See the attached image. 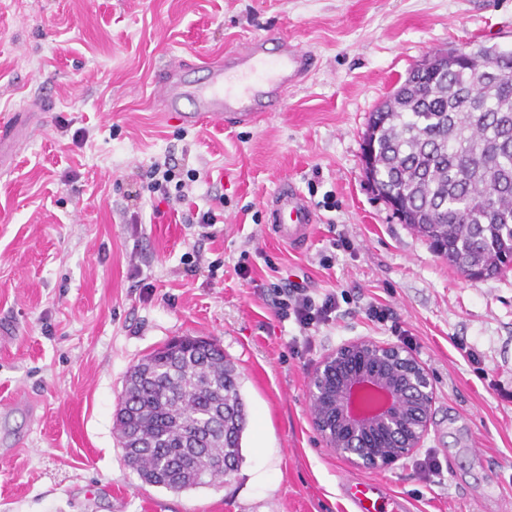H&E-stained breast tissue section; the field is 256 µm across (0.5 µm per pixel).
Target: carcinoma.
I'll list each match as a JSON object with an SVG mask.
<instances>
[{
    "instance_id": "obj_1",
    "label": "carcinoma",
    "mask_w": 512,
    "mask_h": 512,
    "mask_svg": "<svg viewBox=\"0 0 512 512\" xmlns=\"http://www.w3.org/2000/svg\"><path fill=\"white\" fill-rule=\"evenodd\" d=\"M456 68L413 69L372 113L373 181L396 215L461 272L512 266V51L477 44ZM246 404L216 343L184 337L126 377L116 421L127 464L175 493L210 486L242 460Z\"/></svg>"
}]
</instances>
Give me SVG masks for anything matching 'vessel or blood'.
Masks as SVG:
<instances>
[{"label": "vessel or blood", "mask_w": 512, "mask_h": 512, "mask_svg": "<svg viewBox=\"0 0 512 512\" xmlns=\"http://www.w3.org/2000/svg\"><path fill=\"white\" fill-rule=\"evenodd\" d=\"M313 66V56L288 39H255L241 49L204 62L206 82L189 87L187 66L177 63L156 78L158 101L164 112L175 113L188 126L202 123L224 126L256 124L273 99L302 85ZM316 215L302 193L281 184L270 202L274 237L293 247L309 240ZM379 483L355 485L351 500L357 512H378Z\"/></svg>", "instance_id": "obj_1"}]
</instances>
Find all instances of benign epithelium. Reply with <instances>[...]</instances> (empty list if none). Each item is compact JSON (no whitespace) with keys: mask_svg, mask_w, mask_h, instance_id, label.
Wrapping results in <instances>:
<instances>
[{"mask_svg":"<svg viewBox=\"0 0 512 512\" xmlns=\"http://www.w3.org/2000/svg\"><path fill=\"white\" fill-rule=\"evenodd\" d=\"M434 397L426 368L411 352L371 338L336 347L310 379L316 430L368 471L389 468L422 446Z\"/></svg>","mask_w":512,"mask_h":512,"instance_id":"1","label":"benign epithelium"}]
</instances>
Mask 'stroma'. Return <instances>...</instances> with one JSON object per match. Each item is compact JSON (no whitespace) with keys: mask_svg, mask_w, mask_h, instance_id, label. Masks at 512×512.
Masks as SVG:
<instances>
[{"mask_svg":"<svg viewBox=\"0 0 512 512\" xmlns=\"http://www.w3.org/2000/svg\"><path fill=\"white\" fill-rule=\"evenodd\" d=\"M266 37L315 67L260 126L162 111L167 64ZM480 43L512 50V0H0V512H353L346 488L370 479L408 512H512V270L468 280L362 166L370 114L410 70ZM169 158L222 223L150 195ZM284 181L317 217L299 249L268 228ZM285 286L334 296L329 322L281 320ZM181 336L223 348L248 422L236 472L174 493L125 464L116 412L130 368ZM359 337L411 351L435 391L422 447L373 472L310 407L316 366Z\"/></svg>","mask_w":512,"mask_h":512,"instance_id":"35a3bbf8","label":"stroma"}]
</instances>
